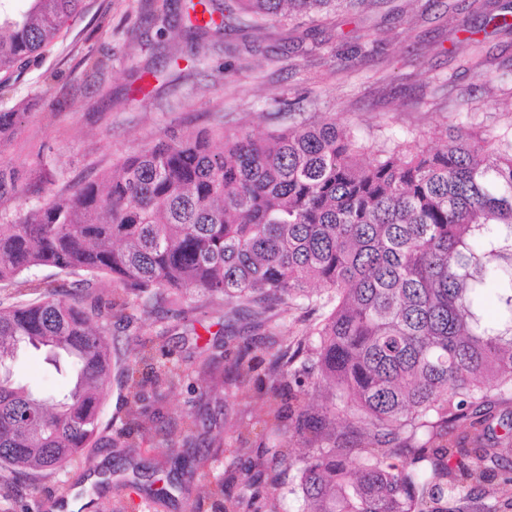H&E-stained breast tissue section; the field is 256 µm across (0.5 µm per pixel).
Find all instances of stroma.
I'll list each match as a JSON object with an SVG mask.
<instances>
[{"label": "stroma", "instance_id": "stroma-1", "mask_svg": "<svg viewBox=\"0 0 512 512\" xmlns=\"http://www.w3.org/2000/svg\"><path fill=\"white\" fill-rule=\"evenodd\" d=\"M470 3L387 0L340 10L312 54L294 46L288 21L248 39L230 27L225 51L213 53L205 68L182 58L183 79L160 75L143 94L130 90L129 68L163 64L146 0H87L64 37L0 99L11 105L37 83L50 84L46 96L30 101L15 139L0 143V161L22 171L46 163L73 187L126 153L219 122L263 136L326 115L377 147L413 136L438 147L461 124L477 134L510 128L512 35L496 32ZM469 29L481 42L483 81L463 62L460 42ZM89 56L109 65L105 92L85 77ZM317 317L304 305L285 314L274 307L257 328L235 303L196 294L176 306L161 291L149 306L127 308L107 339L112 374L97 444L37 487L0 477V512H224L247 476L262 512H301L291 487L309 449L296 443L293 464L280 468L277 483L260 473L257 454L276 437L263 422L260 378L238 377L233 362L242 351L270 362L295 347ZM144 346L157 362L137 375V430L127 425L121 367ZM170 368L178 380L166 379ZM13 372L45 396L65 384L33 350L19 353ZM217 478L224 492L209 495Z\"/></svg>", "mask_w": 512, "mask_h": 512}]
</instances>
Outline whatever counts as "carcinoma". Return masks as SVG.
I'll return each instance as SVG.
<instances>
[{
    "instance_id": "1",
    "label": "carcinoma",
    "mask_w": 512,
    "mask_h": 512,
    "mask_svg": "<svg viewBox=\"0 0 512 512\" xmlns=\"http://www.w3.org/2000/svg\"><path fill=\"white\" fill-rule=\"evenodd\" d=\"M85 0H0V88L44 54ZM366 0H185L180 40L200 65L224 38L283 19L318 26ZM473 9L512 34V12L487 0ZM475 76L481 41L466 38ZM27 104L0 111V142ZM43 164L19 172L0 162V288L34 269L74 277L34 301L0 302V361L46 353L65 369L52 401L0 379V471L36 486L82 455L99 432L112 352L102 340L129 295L157 290L181 304L193 293L236 301L265 323L302 302L318 321L269 365L268 415L278 425L280 381L316 375L327 392L311 424L298 384L291 437L312 446L299 473L303 512H440L445 494L483 491L481 512L512 494V419L491 424L490 404L512 403V130L473 140L459 132L441 149L417 138L372 150L325 119L257 138L246 130L192 131L133 151L74 188L51 189ZM33 199L29 208L9 206ZM119 287L108 301L97 279ZM318 281L322 293L310 288ZM494 299L489 316L484 304ZM305 354L301 369L294 359ZM143 349L124 367L135 388ZM349 431L336 432V417ZM464 426L466 459L448 442ZM265 454L289 467L284 440Z\"/></svg>"
}]
</instances>
